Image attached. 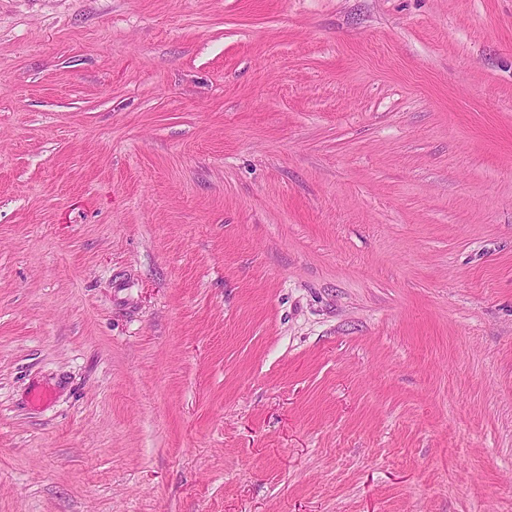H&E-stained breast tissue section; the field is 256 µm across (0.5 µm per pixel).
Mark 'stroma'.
I'll use <instances>...</instances> for the list:
<instances>
[{
    "mask_svg": "<svg viewBox=\"0 0 512 512\" xmlns=\"http://www.w3.org/2000/svg\"><path fill=\"white\" fill-rule=\"evenodd\" d=\"M0 512H512V0H0Z\"/></svg>",
    "mask_w": 512,
    "mask_h": 512,
    "instance_id": "stroma-1",
    "label": "stroma"
}]
</instances>
